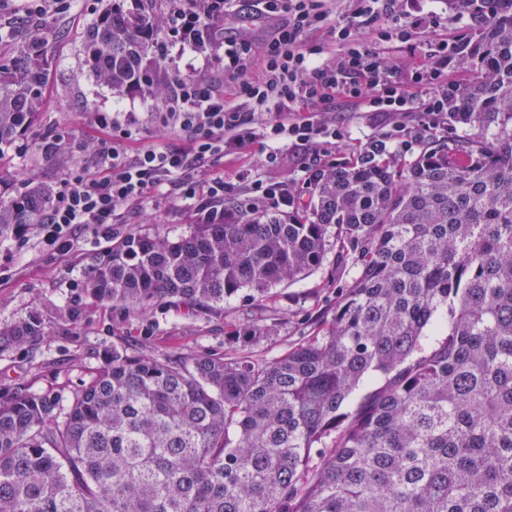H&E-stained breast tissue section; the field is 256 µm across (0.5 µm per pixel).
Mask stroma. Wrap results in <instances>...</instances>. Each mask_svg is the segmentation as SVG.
I'll return each mask as SVG.
<instances>
[{"instance_id":"obj_1","label":"stroma","mask_w":512,"mask_h":512,"mask_svg":"<svg viewBox=\"0 0 512 512\" xmlns=\"http://www.w3.org/2000/svg\"><path fill=\"white\" fill-rule=\"evenodd\" d=\"M102 6V0H75L69 12L52 15V22L65 35L52 49L54 65L37 122L27 135L26 152L10 153L8 162L0 164L1 190H9L20 173L56 190L70 172L93 167L92 158L76 149L48 158L35 150L34 143L47 131L63 130L76 145L97 133L95 118L101 112L134 118L143 144L173 143V136L164 133L154 119L162 101L146 94L112 93L93 77L85 60L83 32ZM167 47L160 79H223V46L200 49L174 38ZM338 110L343 138L331 146L330 157L345 164L379 138L386 119L343 104ZM264 156L262 142H255L247 156L225 161L226 179L245 167L266 182L303 183L296 159L286 157L279 166L269 168ZM195 207V201L158 191L130 214L128 223L113 225L112 230L117 236L161 231L174 238L195 223ZM108 246L107 240L84 230L77 231L73 249L64 256L43 251L35 243L20 251L12 239L0 238V266L6 269L0 277V328L28 319L43 328L26 344L0 346L1 396L21 387L69 399L115 349H140L172 359L221 357L236 350L269 361L313 336L332 317L336 302V254L332 251L316 270L274 288L263 304H251L238 295L207 313L161 303L141 315L97 302L83 289L92 259ZM248 322L266 326L267 335L255 343L236 335V326Z\"/></svg>"}]
</instances>
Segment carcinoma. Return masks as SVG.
I'll return each instance as SVG.
<instances>
[{
	"mask_svg": "<svg viewBox=\"0 0 512 512\" xmlns=\"http://www.w3.org/2000/svg\"><path fill=\"white\" fill-rule=\"evenodd\" d=\"M177 2L107 0L84 37L96 78L164 97L153 72ZM183 2L217 43L215 0ZM493 7L448 94L462 134L401 166L378 153L325 169L288 212L112 239L87 292L143 315L242 291L258 304L330 249L355 273L323 334L271 361L114 349L66 405L0 398V512H512V0ZM13 29L0 145L33 126L61 37L27 17ZM51 199L26 180L0 192V237ZM41 333L23 320L0 336Z\"/></svg>",
	"mask_w": 512,
	"mask_h": 512,
	"instance_id": "carcinoma-1",
	"label": "carcinoma"
}]
</instances>
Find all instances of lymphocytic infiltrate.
<instances>
[{
  "mask_svg": "<svg viewBox=\"0 0 512 512\" xmlns=\"http://www.w3.org/2000/svg\"><path fill=\"white\" fill-rule=\"evenodd\" d=\"M485 0H448L447 13L423 12L416 0H252L257 17L274 20L261 61H254L243 34L224 33V82L176 79L160 127L176 146H140L132 121L98 116L99 132L83 145L95 170L71 172L55 193L39 225L41 243L54 252L72 248L81 227L109 237L130 211L160 187L199 198L202 222L225 219L224 199L234 187L224 180V161L267 144L265 161L284 153L301 159L313 176L321 156L341 137L336 107L380 112L388 123L381 142L411 150L413 130L445 133L449 92L462 80L448 68L468 47L472 22ZM437 31L416 61L385 65L384 44L407 42L425 30ZM328 31L333 53L310 42Z\"/></svg>",
  "mask_w": 512,
  "mask_h": 512,
  "instance_id": "f902f5d3",
  "label": "lymphocytic infiltrate"
}]
</instances>
